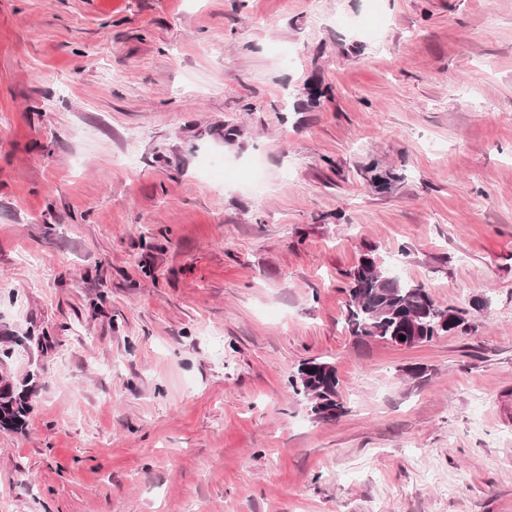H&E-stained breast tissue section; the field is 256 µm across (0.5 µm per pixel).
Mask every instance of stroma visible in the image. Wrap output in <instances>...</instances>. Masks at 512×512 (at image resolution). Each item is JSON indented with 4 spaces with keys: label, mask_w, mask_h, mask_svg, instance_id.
Wrapping results in <instances>:
<instances>
[{
    "label": "stroma",
    "mask_w": 512,
    "mask_h": 512,
    "mask_svg": "<svg viewBox=\"0 0 512 512\" xmlns=\"http://www.w3.org/2000/svg\"><path fill=\"white\" fill-rule=\"evenodd\" d=\"M369 246L471 330L351 336ZM5 344L7 512H512V0H0ZM296 395H302L309 399L312 413L318 410L313 406L323 401V415L317 414V418L326 421L339 419L344 413V405L340 399L339 378L336 367L327 361L308 359L297 370V375L290 382ZM32 376H28L20 384V388L8 381L0 379V429L7 431L22 430L30 413V389L33 385Z\"/></svg>",
    "instance_id": "35a3bbf8"
}]
</instances>
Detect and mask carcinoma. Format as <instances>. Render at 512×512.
<instances>
[{"label":"carcinoma","instance_id":"cac0c4a2","mask_svg":"<svg viewBox=\"0 0 512 512\" xmlns=\"http://www.w3.org/2000/svg\"><path fill=\"white\" fill-rule=\"evenodd\" d=\"M347 277V325L356 337L412 347L415 342L410 336L414 335L415 320L422 329L423 343L437 336L465 331L469 326L466 311L437 304L422 283L392 276L370 250L361 255ZM401 335L405 339H399ZM31 385L30 376L19 385L0 379V429L18 431L25 427L30 413ZM291 386L294 394L310 403L323 402V415L319 419L333 421L343 415L339 378L332 363L317 359L304 361L291 379Z\"/></svg>","mask_w":512,"mask_h":512}]
</instances>
